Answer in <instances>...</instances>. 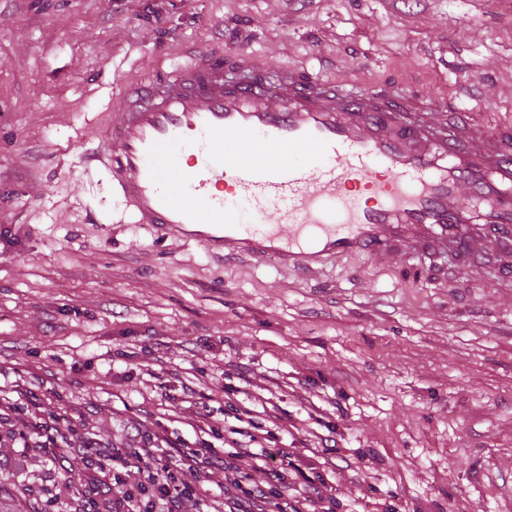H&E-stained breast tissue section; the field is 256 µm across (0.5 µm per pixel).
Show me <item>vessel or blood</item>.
Returning a JSON list of instances; mask_svg holds the SVG:
<instances>
[{"label":"vessel or blood","mask_w":512,"mask_h":512,"mask_svg":"<svg viewBox=\"0 0 512 512\" xmlns=\"http://www.w3.org/2000/svg\"><path fill=\"white\" fill-rule=\"evenodd\" d=\"M105 170L122 217L210 255L311 275L333 261L512 257V129L449 128L418 97L390 106L289 70L224 81L203 51L113 94Z\"/></svg>","instance_id":"1"}]
</instances>
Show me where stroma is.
<instances>
[{"label": "stroma", "mask_w": 512, "mask_h": 512, "mask_svg": "<svg viewBox=\"0 0 512 512\" xmlns=\"http://www.w3.org/2000/svg\"><path fill=\"white\" fill-rule=\"evenodd\" d=\"M268 82L426 95L512 124V0H0V496L110 512L84 445L288 454L334 512H512V303L498 257L337 263L304 278L113 216L114 91L199 49ZM209 411L210 428H192ZM67 421L26 443L23 421ZM336 441L323 448L324 438ZM262 484L253 459L215 465Z\"/></svg>", "instance_id": "35a3bbf8"}]
</instances>
